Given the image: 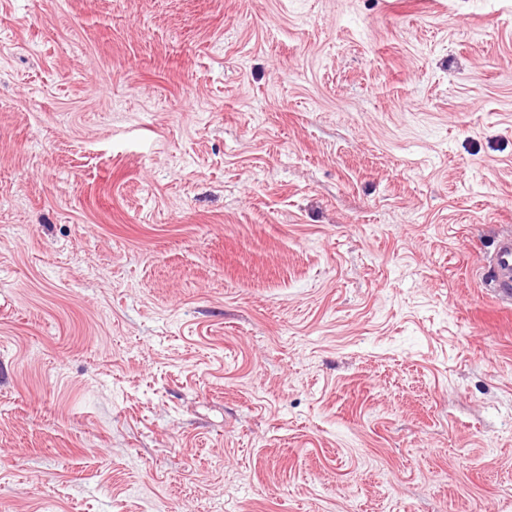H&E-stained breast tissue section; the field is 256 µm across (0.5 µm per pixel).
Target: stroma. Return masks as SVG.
<instances>
[{"instance_id":"stroma-1","label":"stroma","mask_w":512,"mask_h":512,"mask_svg":"<svg viewBox=\"0 0 512 512\" xmlns=\"http://www.w3.org/2000/svg\"><path fill=\"white\" fill-rule=\"evenodd\" d=\"M512 0H0V512H512ZM487 265L491 275L483 281V288L499 303L512 305V233L503 235L489 255Z\"/></svg>"}]
</instances>
